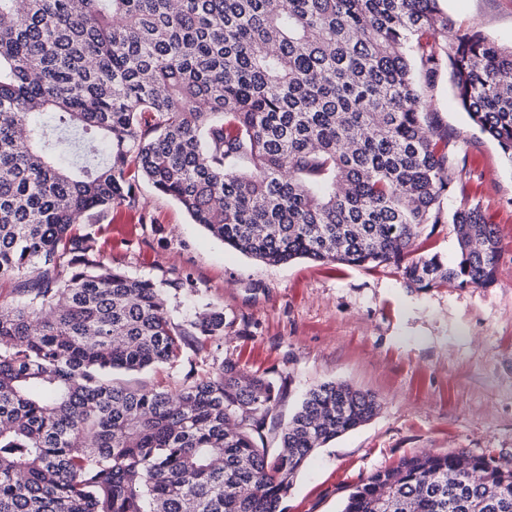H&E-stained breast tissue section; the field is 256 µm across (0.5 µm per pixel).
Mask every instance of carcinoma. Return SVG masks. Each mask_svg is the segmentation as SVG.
Here are the masks:
<instances>
[{
  "instance_id": "carcinoma-1",
  "label": "carcinoma",
  "mask_w": 512,
  "mask_h": 512,
  "mask_svg": "<svg viewBox=\"0 0 512 512\" xmlns=\"http://www.w3.org/2000/svg\"><path fill=\"white\" fill-rule=\"evenodd\" d=\"M439 2L0 0V283L16 295L0 307V512H284L316 449L379 408L321 384L272 452L283 386L268 372L226 358L173 389L117 382L229 327L214 306L174 319L163 287L183 282L133 277L104 262L93 225L74 231L143 212L140 178L263 263L393 266L419 291L493 283L496 226L477 204L443 215L468 154L418 76L446 64L512 164V47ZM447 221L455 260L412 257ZM341 512H512V467L403 457Z\"/></svg>"
}]
</instances>
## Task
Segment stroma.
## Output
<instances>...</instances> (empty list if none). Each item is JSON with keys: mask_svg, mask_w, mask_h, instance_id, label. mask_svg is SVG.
Returning a JSON list of instances; mask_svg holds the SVG:
<instances>
[{"mask_svg": "<svg viewBox=\"0 0 512 512\" xmlns=\"http://www.w3.org/2000/svg\"><path fill=\"white\" fill-rule=\"evenodd\" d=\"M460 29L477 28L512 45V0H440ZM425 94L437 123L464 141L465 190L448 203H480L501 237L492 284L419 291L392 267H333L298 259L269 265L224 246L172 199L139 181L148 219L122 209L93 220L105 261L155 282L183 278L169 295L182 318L205 304L223 308L232 327L205 351L184 349L179 361L124 375L133 386H176L225 358L272 372L282 398L268 418L288 419L302 394L345 382L374 393L371 420L317 450L294 481L285 512H341L361 479L420 453L492 454L512 462V165L472 125L447 69Z\"/></svg>", "mask_w": 512, "mask_h": 512, "instance_id": "obj_1", "label": "stroma"}]
</instances>
